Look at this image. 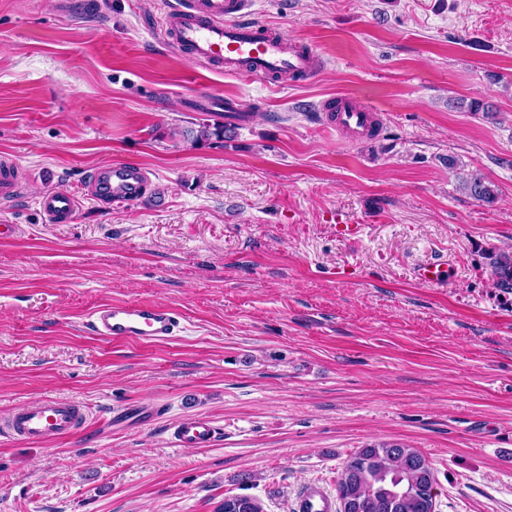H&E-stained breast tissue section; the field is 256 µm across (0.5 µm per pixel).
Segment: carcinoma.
Instances as JSON below:
<instances>
[{"mask_svg":"<svg viewBox=\"0 0 512 512\" xmlns=\"http://www.w3.org/2000/svg\"><path fill=\"white\" fill-rule=\"evenodd\" d=\"M462 189L477 201L491 205L494 187L479 174H470ZM486 264L494 286L512 291V252L489 251ZM434 470L416 448L378 441L359 449L345 462L336 494H345L350 512H435ZM216 512H263L259 500L249 495L224 499Z\"/></svg>","mask_w":512,"mask_h":512,"instance_id":"cac0c4a2","label":"carcinoma"}]
</instances>
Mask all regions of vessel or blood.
Listing matches in <instances>:
<instances>
[{"label": "vessel or blood", "instance_id": "obj_1", "mask_svg": "<svg viewBox=\"0 0 512 512\" xmlns=\"http://www.w3.org/2000/svg\"><path fill=\"white\" fill-rule=\"evenodd\" d=\"M252 6V0H177L161 19V32L179 53L214 72L242 73L258 80L314 79L323 65L318 50L269 30L252 18ZM324 121L355 139L370 132L375 116L354 97L343 95L330 98ZM24 180L23 170L12 158H0L1 201L15 199ZM148 188L149 179L141 167L113 161L95 170L89 194L100 202L133 205L145 197ZM38 206L50 223L68 224L75 217L77 198L69 192L52 191L39 198ZM415 277L425 284H444L448 270L443 262L433 261L420 266ZM88 325L94 335L107 340L150 345L176 336L180 317L166 305L110 301L90 313ZM161 414L158 404L138 403L113 412L111 421L131 429L147 425ZM84 425L80 405L47 397L15 409L9 420L0 424V432L37 441L75 434ZM222 434V428L209 416L191 414L173 426L171 441L181 448H207ZM295 512H333V504L321 488L310 485L298 497Z\"/></svg>", "mask_w": 512, "mask_h": 512}]
</instances>
